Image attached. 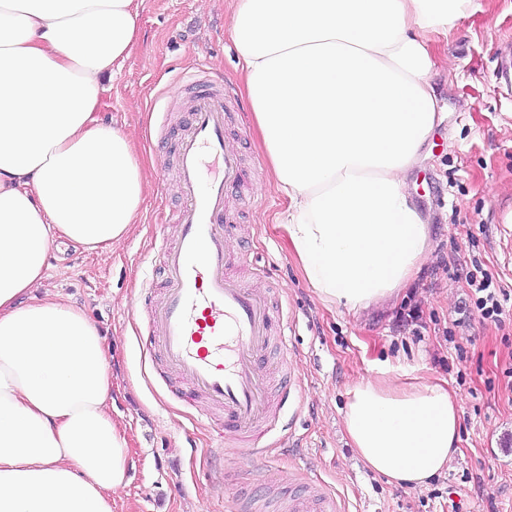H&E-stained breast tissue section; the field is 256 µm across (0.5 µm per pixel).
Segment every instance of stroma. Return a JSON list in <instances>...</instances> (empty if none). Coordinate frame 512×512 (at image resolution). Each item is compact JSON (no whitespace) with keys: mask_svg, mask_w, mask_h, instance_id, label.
Wrapping results in <instances>:
<instances>
[{"mask_svg":"<svg viewBox=\"0 0 512 512\" xmlns=\"http://www.w3.org/2000/svg\"><path fill=\"white\" fill-rule=\"evenodd\" d=\"M228 27L224 0H144L139 45L108 82L97 113L132 134L151 166L139 221L112 253L71 244L49 253L45 288L68 296L106 338L112 415L130 448L114 512H228L244 492L288 497L300 472L333 488L348 512H512V306L502 323L482 319L468 286L482 268L512 294V223L501 219L512 210V82L500 75L499 54L512 42V0H470L448 34L432 36L440 119L408 181L432 244L399 296L356 314L325 306L288 250L287 202L259 144ZM199 60L235 96L230 130L261 170L230 197L254 203L240 214L228 270L272 288L296 319L285 362L302 392L283 407L287 439L266 440L279 462L268 482L251 479L248 458L213 451L222 413L201 416L143 347L164 286L169 239L159 227L180 203L165 166L188 122L186 113L167 110L165 98L179 91L176 75ZM285 362L273 347L261 368L276 380ZM382 374L397 386L446 383L460 407L458 450L426 485L387 484L342 427L346 387Z\"/></svg>","mask_w":512,"mask_h":512,"instance_id":"1","label":"stroma"}]
</instances>
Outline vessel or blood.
<instances>
[{
  "label": "vessel or blood",
  "instance_id": "vessel-or-blood-1",
  "mask_svg": "<svg viewBox=\"0 0 512 512\" xmlns=\"http://www.w3.org/2000/svg\"><path fill=\"white\" fill-rule=\"evenodd\" d=\"M181 83L191 91L183 107L190 125L175 156L182 203L172 215L177 234L162 266L166 288L153 309L150 348L189 394L223 411L225 449L262 459L263 439L278 429L281 413L269 404L258 358L273 345L290 355L294 321L227 272L229 192L244 177L243 156L225 135L231 94L202 66ZM256 512H346V506L321 485Z\"/></svg>",
  "mask_w": 512,
  "mask_h": 512
}]
</instances>
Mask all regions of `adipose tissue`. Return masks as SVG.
Returning a JSON list of instances; mask_svg holds the SVG:
<instances>
[{
  "label": "adipose tissue",
  "instance_id": "obj_1",
  "mask_svg": "<svg viewBox=\"0 0 512 512\" xmlns=\"http://www.w3.org/2000/svg\"><path fill=\"white\" fill-rule=\"evenodd\" d=\"M141 2L0 0V512H113L126 482L102 333L62 295L24 297L55 239L108 253L137 222L147 170L96 113ZM467 4L227 0L288 246L325 305L397 296L431 246L407 180L438 121L430 35ZM342 423L370 470L422 486L447 467L461 417L441 385L363 378Z\"/></svg>",
  "mask_w": 512,
  "mask_h": 512
}]
</instances>
